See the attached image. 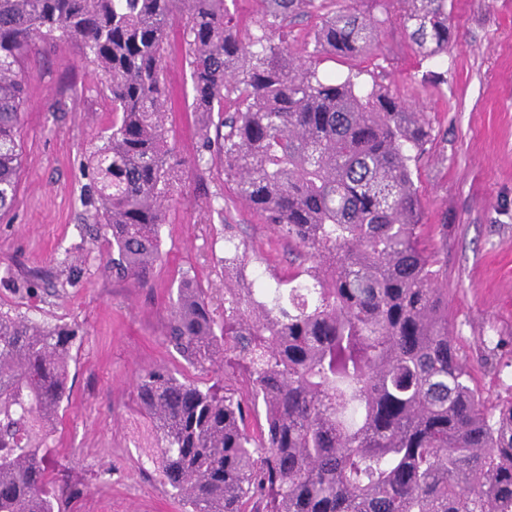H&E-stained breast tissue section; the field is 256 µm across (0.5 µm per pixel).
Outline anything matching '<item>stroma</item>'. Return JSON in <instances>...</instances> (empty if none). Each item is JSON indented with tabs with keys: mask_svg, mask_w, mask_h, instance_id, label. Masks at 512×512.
<instances>
[{
	"mask_svg": "<svg viewBox=\"0 0 512 512\" xmlns=\"http://www.w3.org/2000/svg\"><path fill=\"white\" fill-rule=\"evenodd\" d=\"M447 53L422 59L389 8L365 87L385 86L430 124L411 163L426 243L448 287V327L491 402L512 399V0H450ZM17 204L0 217V308L76 327L71 402L47 455L80 497L75 512H181L143 450L138 373L176 366L166 326L183 275L224 287V227L287 271L297 257L222 175L196 171L188 100L171 110L168 140L182 181L161 229L164 260L146 286L112 275L110 248L84 228L85 157L112 123L104 79L62 41H40L23 63ZM222 196L223 217L205 204ZM491 365H483L484 357Z\"/></svg>",
	"mask_w": 512,
	"mask_h": 512,
	"instance_id": "stroma-1",
	"label": "stroma"
}]
</instances>
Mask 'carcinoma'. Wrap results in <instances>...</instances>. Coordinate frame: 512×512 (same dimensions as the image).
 Returning a JSON list of instances; mask_svg holds the SVG:
<instances>
[{
	"label": "carcinoma",
	"mask_w": 512,
	"mask_h": 512,
	"mask_svg": "<svg viewBox=\"0 0 512 512\" xmlns=\"http://www.w3.org/2000/svg\"><path fill=\"white\" fill-rule=\"evenodd\" d=\"M241 26L225 0H0V215L15 204L18 134L35 40H68L106 81L112 125L86 158L83 205L140 286L181 179L171 161L164 53L181 23L194 166H219L247 206L309 262L261 280L224 275V316L184 276L167 342L201 385L158 366L135 381L144 449L186 512H512V401L492 405L448 330L410 162L424 113L362 69L321 78L323 54L368 56L382 21L363 0H263ZM424 60L448 52V0H394ZM320 12L307 59L272 35ZM228 260L266 258L224 225ZM76 330L0 308V512H63L78 490L43 454L69 402ZM263 412L255 433L250 415Z\"/></svg>",
	"instance_id": "1"
}]
</instances>
